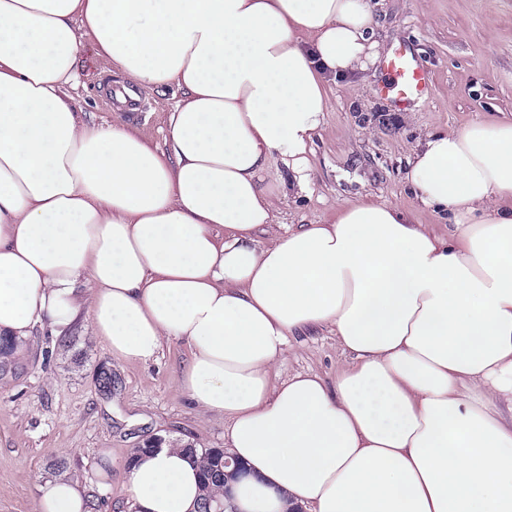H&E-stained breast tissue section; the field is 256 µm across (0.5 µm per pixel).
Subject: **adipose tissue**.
Returning a JSON list of instances; mask_svg holds the SVG:
<instances>
[{
	"label": "adipose tissue",
	"mask_w": 512,
	"mask_h": 512,
	"mask_svg": "<svg viewBox=\"0 0 512 512\" xmlns=\"http://www.w3.org/2000/svg\"><path fill=\"white\" fill-rule=\"evenodd\" d=\"M370 0H0V335L86 319L113 355L185 343L180 389L224 415L241 512H512V119L430 134L410 162L447 236L383 202L279 220L307 186L329 82L379 56ZM140 92L174 86L165 149L83 121L84 42ZM329 329L328 379H278ZM133 512H194L183 445L131 455ZM87 488L37 486L36 512ZM346 362L334 334L328 329L316 328L290 338V348L277 366V372L281 379L308 371L333 378Z\"/></svg>",
	"instance_id": "ef3b65f1"
}]
</instances>
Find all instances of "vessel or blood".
<instances>
[{"mask_svg":"<svg viewBox=\"0 0 512 512\" xmlns=\"http://www.w3.org/2000/svg\"><path fill=\"white\" fill-rule=\"evenodd\" d=\"M389 80L380 91L399 107L407 108L421 100L429 90L431 75L411 52L410 48H395L383 61Z\"/></svg>","mask_w":512,"mask_h":512,"instance_id":"obj_1","label":"vessel or blood"}]
</instances>
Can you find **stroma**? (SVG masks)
Wrapping results in <instances>:
<instances>
[{"label": "stroma", "instance_id": "stroma-1", "mask_svg": "<svg viewBox=\"0 0 512 512\" xmlns=\"http://www.w3.org/2000/svg\"><path fill=\"white\" fill-rule=\"evenodd\" d=\"M372 39L381 47L409 46L434 74L430 95L406 110L378 92L380 65L328 90V105L310 156L307 189L282 157L262 174L286 224H315L348 203L366 199L411 211L414 220L447 234L453 219L423 206L409 185V160L429 134L460 130L512 115V0H373ZM75 96L88 123L124 121L152 148L164 149L168 116L180 97L170 87L143 96L141 119L112 111L97 88L103 75L92 47L81 53ZM70 342L35 327L25 353L0 375V512H35L36 486L67 476L104 498L102 512H132L124 463L133 449L163 437L198 448L224 445L221 415L194 409L180 391L185 344L164 346L148 363L128 362L87 324L69 328ZM346 357L330 330L291 337L280 378L313 371L335 377ZM112 453L107 477L95 473L100 449Z\"/></svg>", "mask_w": 512, "mask_h": 512}]
</instances>
